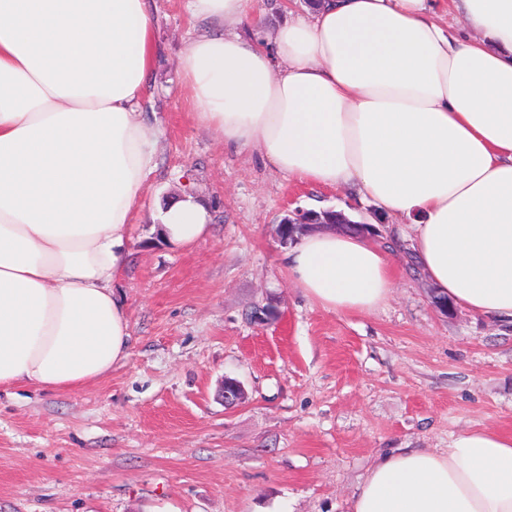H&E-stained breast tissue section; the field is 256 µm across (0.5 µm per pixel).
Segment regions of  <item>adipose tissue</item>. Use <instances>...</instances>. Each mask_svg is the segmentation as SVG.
Segmentation results:
<instances>
[{
  "label": "adipose tissue",
  "mask_w": 512,
  "mask_h": 512,
  "mask_svg": "<svg viewBox=\"0 0 512 512\" xmlns=\"http://www.w3.org/2000/svg\"><path fill=\"white\" fill-rule=\"evenodd\" d=\"M187 8L178 69L200 124L355 188L408 226L441 295L512 324V0H317L271 32L258 0ZM154 30L148 0H0V389L75 390L130 355L112 283L158 138L140 110ZM207 230L193 197L162 214L169 242ZM283 263L334 312L376 309L394 278L355 234L303 235ZM352 512H512V435L382 455Z\"/></svg>",
  "instance_id": "obj_1"
}]
</instances>
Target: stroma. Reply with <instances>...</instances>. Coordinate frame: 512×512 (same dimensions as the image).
<instances>
[{"instance_id":"stroma-1","label":"stroma","mask_w":512,"mask_h":512,"mask_svg":"<svg viewBox=\"0 0 512 512\" xmlns=\"http://www.w3.org/2000/svg\"><path fill=\"white\" fill-rule=\"evenodd\" d=\"M153 3L141 110L158 128L155 168L113 284L130 356L77 390H0V512H351L381 454L512 434V326L440 308L371 203L350 217L389 250L383 304L336 313L288 281L280 218L343 209L353 193L298 182L201 127L177 68L187 0ZM185 193L210 224L188 247L160 232ZM227 377L246 391L233 407L219 395Z\"/></svg>"}]
</instances>
